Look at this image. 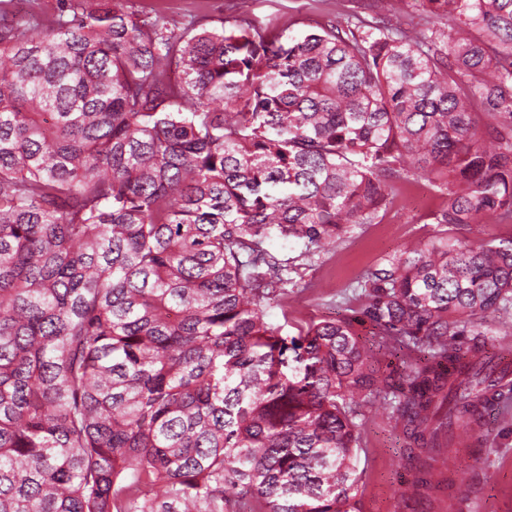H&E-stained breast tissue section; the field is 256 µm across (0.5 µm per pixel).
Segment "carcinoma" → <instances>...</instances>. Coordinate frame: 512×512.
Here are the masks:
<instances>
[{
  "label": "carcinoma",
  "mask_w": 512,
  "mask_h": 512,
  "mask_svg": "<svg viewBox=\"0 0 512 512\" xmlns=\"http://www.w3.org/2000/svg\"><path fill=\"white\" fill-rule=\"evenodd\" d=\"M126 2L0 19V512H360L378 404L407 439L400 497L450 488L436 458L506 377L475 325L512 309V237L451 231L512 220V0L294 35ZM417 179L440 230L369 268L355 315L267 321L288 283L267 240L308 256ZM366 321L413 359L401 385ZM452 232L458 239L476 245L499 238L512 237V224H495L494 220H487L481 224L459 226Z\"/></svg>",
  "instance_id": "cac0c4a2"
}]
</instances>
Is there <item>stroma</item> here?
Masks as SVG:
<instances>
[{"mask_svg": "<svg viewBox=\"0 0 512 512\" xmlns=\"http://www.w3.org/2000/svg\"><path fill=\"white\" fill-rule=\"evenodd\" d=\"M370 0H129L135 13L162 16L176 25L198 17L218 21L231 12L295 32L303 25L344 22L347 14L368 10ZM441 201L426 182L402 185L381 223L351 227L337 243L312 259L302 256L301 242L272 238L287 259L289 282L281 302L267 319L293 333L294 323L314 318L339 319L357 308L353 287L364 271L383 258L425 244L439 229L434 216ZM362 512H512V396L492 405L474 427L470 444L460 450L449 475L467 495L433 491L429 499L405 502L401 485L410 477L403 435L385 407L361 409Z\"/></svg>", "mask_w": 512, "mask_h": 512, "instance_id": "obj_1", "label": "stroma"}]
</instances>
